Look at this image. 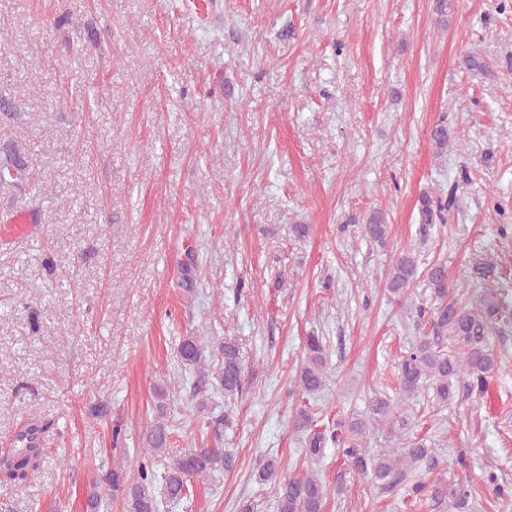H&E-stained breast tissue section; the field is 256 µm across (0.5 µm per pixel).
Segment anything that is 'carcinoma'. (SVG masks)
I'll list each match as a JSON object with an SVG mask.
<instances>
[{"mask_svg":"<svg viewBox=\"0 0 512 512\" xmlns=\"http://www.w3.org/2000/svg\"><path fill=\"white\" fill-rule=\"evenodd\" d=\"M18 115V105L12 96L0 93V125L13 121ZM435 148L443 153L448 150V123L440 121L431 132ZM7 157L0 161V188L15 187L22 183L35 184L33 172L14 145L5 147ZM456 189L448 191L445 198H421V227L419 234L428 240L435 224L445 225L448 213L456 206ZM365 235L373 242L384 243L387 224L378 215H372L364 224ZM497 264L485 254L473 258V277L484 282L496 280ZM426 282L433 304L419 305L415 309L416 326L427 333L399 363L398 401L376 397L371 406L375 424H392L398 414V403H403L424 387L433 390L434 396L444 404L453 398V379L466 376L468 392L484 393L488 379L499 369L497 344L512 336V304H507L508 290L486 288L474 300L448 298L450 284L448 268L433 264L420 269L417 256L407 250L401 253L389 273L390 293L403 297L417 281ZM178 354L183 365L198 371V378L189 391L188 400L196 402L195 411H206L200 399L209 379H214L230 400L242 390L244 364L240 347L233 338L209 349L198 336H184L178 343ZM305 360L302 363L298 385L307 395L320 391L327 379V346L324 337H306ZM295 429L309 433L306 453L316 458L328 444L341 448L343 462L357 474L369 475L378 488L388 491L406 480L412 467L434 457V449L424 443L408 442L400 448H389L376 456L363 451L361 438L365 422L349 424L347 432L314 429V414L300 408L294 419ZM45 427L38 422L28 423L15 432L10 447L0 450V486L20 487L33 480L44 462L41 437ZM174 429L163 421L152 424L147 432L148 447L163 451L172 443ZM231 453L221 447L192 448L164 464L158 472V463L145 458L135 473L121 467L105 472L102 482L112 492V499L122 503L123 512H159L155 494L156 483H161L165 499L179 502L190 495L192 483L216 471L229 467ZM277 462L270 460L259 474V480L276 482V512H323L327 490L312 475L303 477H278ZM415 496L448 499L453 512H472V488L462 484L455 489L419 480L413 484Z\"/></svg>","mask_w":512,"mask_h":512,"instance_id":"carcinoma-1","label":"carcinoma"}]
</instances>
